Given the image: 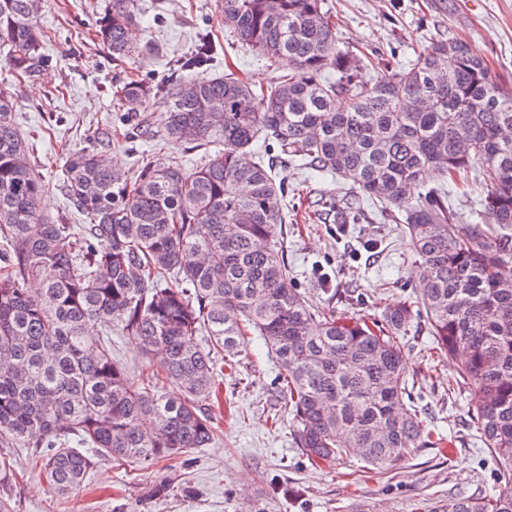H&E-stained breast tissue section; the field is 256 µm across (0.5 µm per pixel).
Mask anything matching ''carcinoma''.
<instances>
[{
  "label": "carcinoma",
  "instance_id": "carcinoma-1",
  "mask_svg": "<svg viewBox=\"0 0 512 512\" xmlns=\"http://www.w3.org/2000/svg\"><path fill=\"white\" fill-rule=\"evenodd\" d=\"M48 3L0 0V45L15 49L18 78L41 67ZM324 5L218 0L238 42L294 63L267 89L232 71L202 73L207 39L190 62L196 77L174 81L156 115L146 107L162 90L138 75L116 84L126 125L205 160L192 171L126 168L94 143L73 149L58 190L84 224L43 217L46 185L0 91V512H12L15 448L32 449L51 488L68 495L101 457L123 466L211 445L216 421L203 402L217 365L239 364L249 335L279 364L293 441L309 462L355 456L380 473L419 448L451 446L408 390L404 335L421 312L436 349L465 354L448 393L469 394L471 427L501 476L448 512H512V88L461 38L367 79ZM138 13L136 0H111L95 21L112 60L142 36ZM338 94L349 96L343 109ZM260 140L383 203L419 262V298L360 319L313 309L278 237L288 190L263 154L246 161ZM477 161L490 223L479 216L459 230L448 193L424 189L422 176L433 168L464 180ZM328 207L345 224L360 216L348 201ZM114 329L160 348L164 373L131 377L112 358ZM201 332L205 346L194 343Z\"/></svg>",
  "mask_w": 512,
  "mask_h": 512
}]
</instances>
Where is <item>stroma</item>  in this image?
I'll return each instance as SVG.
<instances>
[{
	"mask_svg": "<svg viewBox=\"0 0 512 512\" xmlns=\"http://www.w3.org/2000/svg\"><path fill=\"white\" fill-rule=\"evenodd\" d=\"M143 34L124 61L89 39L88 30L110 0H53L40 22L47 33L39 75L18 79L0 50V89L17 103L16 124L34 149L47 185L44 214H64L57 190L69 150L119 125L124 108L112 87L129 74L154 82L170 79L194 53L200 35L214 45L211 74L225 69L266 87L288 74L283 61L266 62L237 44L224 29L217 0H137ZM339 17L338 46L362 63L375 54L407 64L431 41L458 37L483 58L497 81L512 84V0H327ZM122 163L144 158L158 166L192 169L202 153L144 135L108 147ZM288 184L284 235L289 276L313 307L345 319L371 315L376 304L392 305L416 295L418 264L388 210L333 174L277 162ZM358 201L363 219L340 224L322 218L324 201ZM433 338L425 317L407 332L409 388L427 409L436 432L452 436L450 448H422L387 473L367 474L357 458L341 465H311L292 440V417L278 393L280 368L262 340L246 338V356L236 372L219 379L214 444L188 458L117 467L103 460L74 495L52 490L39 470L28 467L29 449H16L24 476L15 488V512H446L451 499L494 488L495 464L469 425L466 395L449 394L453 360L423 358ZM112 353L132 375L159 372L161 357L133 338L113 336ZM169 483L166 496L149 488Z\"/></svg>",
	"mask_w": 512,
	"mask_h": 512,
	"instance_id": "obj_1",
	"label": "stroma"
}]
</instances>
